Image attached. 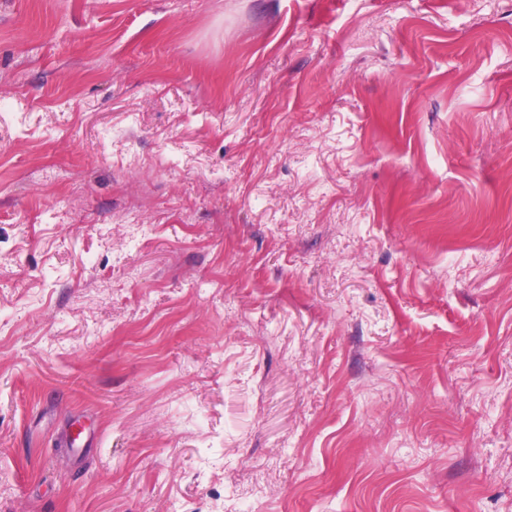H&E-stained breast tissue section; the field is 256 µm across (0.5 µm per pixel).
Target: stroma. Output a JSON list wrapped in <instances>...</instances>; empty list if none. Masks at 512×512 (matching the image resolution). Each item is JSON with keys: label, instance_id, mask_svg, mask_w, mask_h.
Returning a JSON list of instances; mask_svg holds the SVG:
<instances>
[{"label": "stroma", "instance_id": "obj_1", "mask_svg": "<svg viewBox=\"0 0 512 512\" xmlns=\"http://www.w3.org/2000/svg\"><path fill=\"white\" fill-rule=\"evenodd\" d=\"M0 512H512V0H0Z\"/></svg>", "mask_w": 512, "mask_h": 512}]
</instances>
